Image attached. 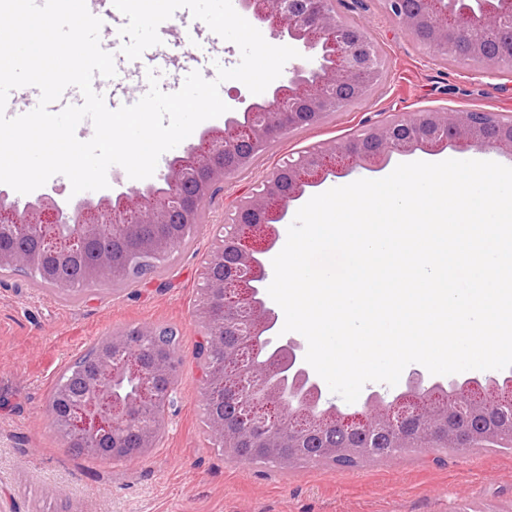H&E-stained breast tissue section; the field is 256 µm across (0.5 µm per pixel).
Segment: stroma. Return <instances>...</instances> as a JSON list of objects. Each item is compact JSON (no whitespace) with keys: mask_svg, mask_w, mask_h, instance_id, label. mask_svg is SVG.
Wrapping results in <instances>:
<instances>
[{"mask_svg":"<svg viewBox=\"0 0 512 512\" xmlns=\"http://www.w3.org/2000/svg\"><path fill=\"white\" fill-rule=\"evenodd\" d=\"M386 59L372 93L315 125L286 132L246 167L225 175L203 204L205 219L160 271L116 292L100 280L69 298L40 288L26 272L0 276V500L17 512H512V448L465 453L422 448L375 465L343 468L298 462L236 463L209 431L196 359L206 262L237 204L288 158L360 135L407 114L484 110L512 113V75L472 62L443 61L389 19L382 0H342ZM179 54L158 70L160 88L179 90L191 71L216 78L239 64L238 46L184 11L158 28ZM142 61H116L114 90L131 105L149 85ZM134 327H170L180 343L176 415L166 416L155 448L109 461L73 453L48 417L62 369L91 344Z\"/></svg>","mask_w":512,"mask_h":512,"instance_id":"1","label":"stroma"}]
</instances>
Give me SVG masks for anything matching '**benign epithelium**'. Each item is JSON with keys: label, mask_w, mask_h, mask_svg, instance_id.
Returning a JSON list of instances; mask_svg holds the SVG:
<instances>
[{"label": "benign epithelium", "mask_w": 512, "mask_h": 512, "mask_svg": "<svg viewBox=\"0 0 512 512\" xmlns=\"http://www.w3.org/2000/svg\"><path fill=\"white\" fill-rule=\"evenodd\" d=\"M384 3L393 21L415 33L428 32L430 48L438 51L453 40L466 39L479 49L481 58L488 48H496L493 63L512 68V0H464L462 7L459 0H420L421 7L414 9L405 7L406 0ZM246 6L270 22L279 36L288 37L306 51L320 50L318 64L292 65L287 82L271 89L262 101L227 116L224 129L210 132L184 155L174 157L157 182L96 200L60 202L42 193L22 205L1 190L0 238L33 234L46 251L64 255L83 249L105 228L114 234L134 236L145 225L171 223L175 215L188 232L196 224L198 201L214 195L223 183L227 152H239V165L248 164L284 131L316 124L323 114L347 107L351 92L366 95L384 71L385 64L371 43L349 37L330 0H246ZM459 143L492 149L511 146L512 113L429 112L380 123L363 134L359 145L331 144L289 157L262 190L237 208L235 224L224 232L205 267L201 288V300L221 294L224 307L218 312L201 308L206 329L196 349L203 381L220 372L224 395L237 400L239 435L227 434L221 420L209 422L225 455L233 454L243 436L263 449L264 459L280 463L277 449L300 448L309 438L320 437L333 427L366 439L388 432L396 449L427 448L448 416L453 425L448 427L445 448H484L502 442L512 447L511 376L501 383L494 377L484 383L476 377L452 380L454 389L448 393L452 411L448 415L430 396L443 386L435 382L427 387L423 374L414 372L406 392L394 400L374 392L361 409L343 414L335 404L318 408L320 382L306 364L300 343L278 341L272 355L285 361L276 375L275 365L263 363L257 356L260 337L277 322L262 298L265 276L258 258L276 241L270 224L286 219L305 188L320 185L330 175L372 168L389 162L395 153L417 147L434 152ZM167 248L163 240L145 241L138 256L130 260L129 271L145 274L142 257H161ZM229 258L232 263L224 278H215L213 268ZM0 263L31 273L36 270L30 257L13 251H0ZM228 323L236 344L224 353V325ZM131 335V330L120 332L99 348L96 373L82 399L74 409L57 412L54 426L64 441L75 436L110 435L113 446L120 447L133 429L143 440L142 448L153 446V427L145 422L143 397L151 396L153 403L166 410L173 407L172 387L157 391L153 385L157 378H175V373L161 351L156 354L152 372L142 373L131 355L134 345L127 340ZM134 376L141 379V394L116 398L112 384ZM375 454L376 449L369 444H351L322 449L320 460L333 463L339 457L362 461Z\"/></svg>", "instance_id": "7a95c632"}]
</instances>
